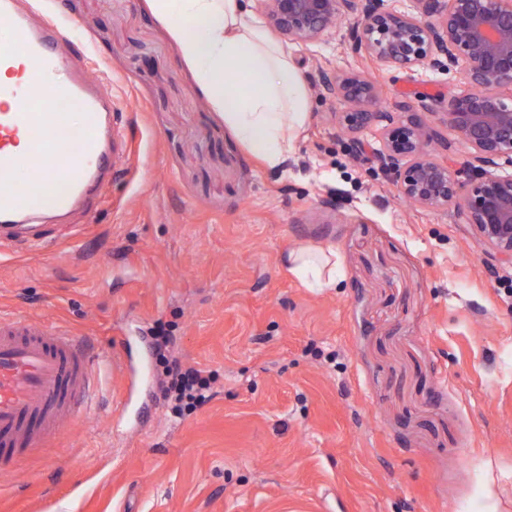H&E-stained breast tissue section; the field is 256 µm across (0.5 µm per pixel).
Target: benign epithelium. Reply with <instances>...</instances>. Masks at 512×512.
Wrapping results in <instances>:
<instances>
[{"label": "benign epithelium", "mask_w": 512, "mask_h": 512, "mask_svg": "<svg viewBox=\"0 0 512 512\" xmlns=\"http://www.w3.org/2000/svg\"><path fill=\"white\" fill-rule=\"evenodd\" d=\"M255 2L274 33L303 45L317 41L338 18L360 14L348 47L354 62L316 67L313 87L345 106L338 118L350 136L383 130L377 161L401 196L422 208L454 206L478 244L511 266L512 175L495 168L512 164V0H411L410 11L389 0ZM364 61L388 70L460 71L463 88L448 99L445 115L472 160L457 168L433 157V143L451 149L420 117L434 111V103L422 97L415 105H380L381 89Z\"/></svg>", "instance_id": "benign-epithelium-1"}]
</instances>
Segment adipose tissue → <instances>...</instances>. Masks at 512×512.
<instances>
[{
    "label": "adipose tissue",
    "mask_w": 512,
    "mask_h": 512,
    "mask_svg": "<svg viewBox=\"0 0 512 512\" xmlns=\"http://www.w3.org/2000/svg\"><path fill=\"white\" fill-rule=\"evenodd\" d=\"M199 90L237 140L267 167L285 164L309 120V95L290 48L252 18L243 0H152ZM290 271L311 288L338 282L336 255L299 248Z\"/></svg>",
    "instance_id": "obj_1"
}]
</instances>
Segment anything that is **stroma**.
Instances as JSON below:
<instances>
[{
    "label": "stroma",
    "instance_id": "obj_1",
    "mask_svg": "<svg viewBox=\"0 0 512 512\" xmlns=\"http://www.w3.org/2000/svg\"><path fill=\"white\" fill-rule=\"evenodd\" d=\"M25 5L64 26L130 144L90 206L0 239V315L112 358L87 424L0 473V512H512V266L455 208L409 205L380 129L346 137L336 102L310 95L287 171L267 169L201 106L151 0ZM356 22L295 46L297 73L343 66ZM373 76L451 136L459 74ZM298 247L335 251L336 287L288 272ZM164 355L212 377L190 416Z\"/></svg>",
    "mask_w": 512,
    "mask_h": 512
}]
</instances>
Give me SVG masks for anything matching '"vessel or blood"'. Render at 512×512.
<instances>
[{
    "label": "vessel or blood",
    "instance_id": "b4317fda",
    "mask_svg": "<svg viewBox=\"0 0 512 512\" xmlns=\"http://www.w3.org/2000/svg\"><path fill=\"white\" fill-rule=\"evenodd\" d=\"M0 19L12 34L0 65L29 62L37 75L66 72L71 97L84 111L79 144L60 163L67 113L34 92L0 85V225L30 224L46 209L87 203L113 171L126 140L112 124L113 103L100 85L70 59L53 23L33 24L21 0H0ZM25 153H18V145ZM66 183L64 193L33 199L20 174L30 157ZM86 337L27 318L0 317V472L17 469L42 442L87 419L95 400L101 356L88 352Z\"/></svg>",
    "mask_w": 512,
    "mask_h": 512
}]
</instances>
